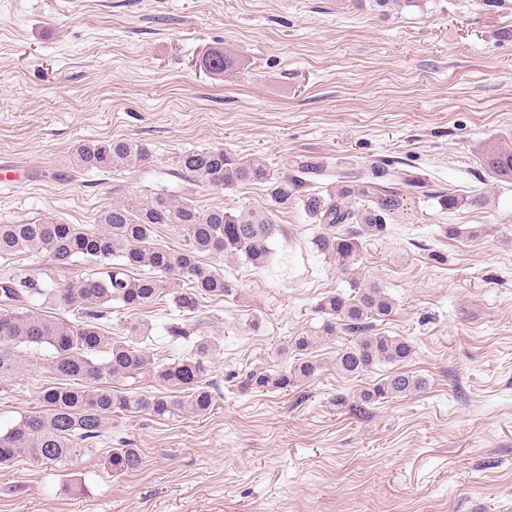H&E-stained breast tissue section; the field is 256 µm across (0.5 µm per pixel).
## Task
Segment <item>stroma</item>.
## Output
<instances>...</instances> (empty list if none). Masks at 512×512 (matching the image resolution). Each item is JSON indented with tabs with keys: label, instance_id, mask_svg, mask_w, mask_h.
I'll list each match as a JSON object with an SVG mask.
<instances>
[{
	"label": "stroma",
	"instance_id": "1",
	"mask_svg": "<svg viewBox=\"0 0 512 512\" xmlns=\"http://www.w3.org/2000/svg\"><path fill=\"white\" fill-rule=\"evenodd\" d=\"M234 58L222 74L204 55ZM125 138L148 148L140 166L82 171L75 147ZM512 147V0H0V224L52 217L96 223L112 202L189 199L237 214L269 209L266 185H193L176 161L221 147L275 171L320 161H388L434 187L482 202L448 211L403 193L385 235L364 239L353 275L302 257L319 232L303 209L275 213L273 247L307 277L206 254L233 296L195 312L215 322L203 416H112V437L67 470L18 458L0 468V512H512V180L489 151ZM462 233L450 239L446 226ZM97 262L59 268L47 254L0 257V279L55 288L97 275ZM379 283L395 304L372 330L409 340L406 371L420 391L356 412L388 376L336 369L354 340L340 332L314 353L318 375L288 393L240 387L254 370L291 366L293 337L314 334L325 294L350 277ZM170 299L106 325L148 329L153 361L192 346L166 326ZM25 376L0 385V432L37 411L58 383L52 349L21 347ZM143 463L117 475L102 463L116 439Z\"/></svg>",
	"mask_w": 512,
	"mask_h": 512
}]
</instances>
